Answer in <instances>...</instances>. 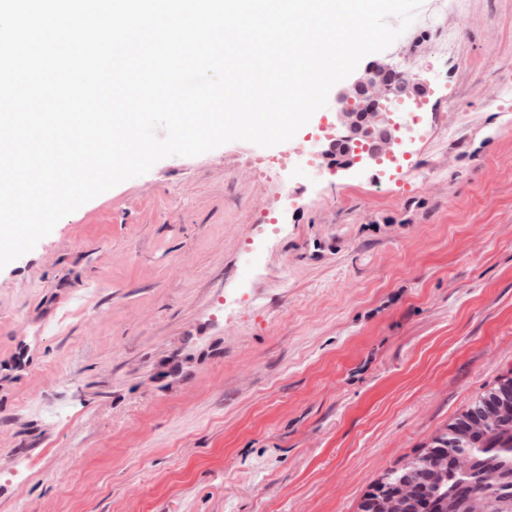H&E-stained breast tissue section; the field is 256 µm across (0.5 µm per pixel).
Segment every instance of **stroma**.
<instances>
[{
	"instance_id": "obj_1",
	"label": "stroma",
	"mask_w": 512,
	"mask_h": 512,
	"mask_svg": "<svg viewBox=\"0 0 512 512\" xmlns=\"http://www.w3.org/2000/svg\"><path fill=\"white\" fill-rule=\"evenodd\" d=\"M374 62L428 92L393 177L322 162L288 197L233 141L0 269V512H357L512 369V0ZM351 84L272 154L335 137Z\"/></svg>"
}]
</instances>
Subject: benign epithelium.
<instances>
[{"label": "benign epithelium", "instance_id": "1", "mask_svg": "<svg viewBox=\"0 0 512 512\" xmlns=\"http://www.w3.org/2000/svg\"><path fill=\"white\" fill-rule=\"evenodd\" d=\"M410 94V84L392 79L388 65H370L340 97L343 135L324 145L322 157L338 168L381 160L400 128L387 118L383 101ZM488 431L500 433L506 447H473ZM511 484L512 383L502 386L480 418L456 434L455 447L425 449L383 491L368 494L359 512H422L427 504L436 512H483L489 496Z\"/></svg>", "mask_w": 512, "mask_h": 512}]
</instances>
